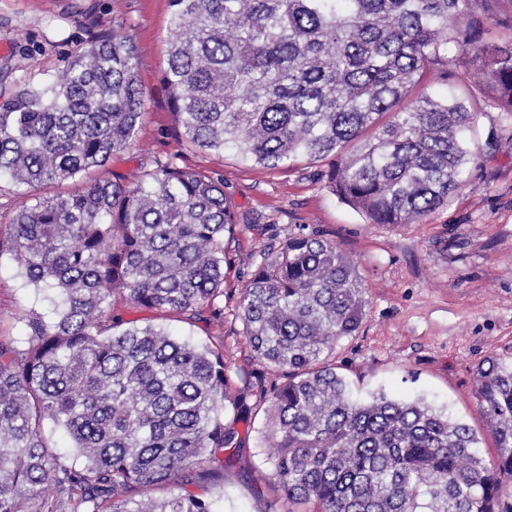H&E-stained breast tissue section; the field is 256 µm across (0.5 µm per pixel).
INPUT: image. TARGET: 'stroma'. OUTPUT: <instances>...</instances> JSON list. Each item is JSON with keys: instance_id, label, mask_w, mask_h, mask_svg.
Wrapping results in <instances>:
<instances>
[{"instance_id": "1", "label": "stroma", "mask_w": 512, "mask_h": 512, "mask_svg": "<svg viewBox=\"0 0 512 512\" xmlns=\"http://www.w3.org/2000/svg\"><path fill=\"white\" fill-rule=\"evenodd\" d=\"M170 12L169 0H0V104L50 79L92 35L128 36L137 50L145 117L135 146L113 155L109 168L132 181L142 157L172 158L224 182L236 229L224 241L234 265L224 278L223 320L189 324L174 313L129 306L122 309L124 320L223 343L228 388L238 394L264 372L238 315L249 279L263 255L288 236L323 235L353 259L366 288L358 332L338 340L328 357L353 396L382 391L424 399L467 422L486 460H494L473 371L486 357L512 355V112L491 107L478 113L470 175L446 204L417 223L373 224L330 189L337 157L269 169L184 142L162 81ZM58 191L49 182L35 188L1 182L0 230L22 206ZM52 309L49 295L25 284L15 262L0 260V338L26 350V314ZM264 419L260 409L251 421L238 423L242 444L233 466L206 471L191 487L215 500L219 512L288 510L271 477Z\"/></svg>"}]
</instances>
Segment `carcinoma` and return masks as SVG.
Listing matches in <instances>:
<instances>
[{
  "instance_id": "1",
  "label": "carcinoma",
  "mask_w": 512,
  "mask_h": 512,
  "mask_svg": "<svg viewBox=\"0 0 512 512\" xmlns=\"http://www.w3.org/2000/svg\"><path fill=\"white\" fill-rule=\"evenodd\" d=\"M503 2L170 0L163 82L188 144L270 168L341 155L329 182L342 202L374 224L418 222L465 182L475 116L512 112V46L484 38ZM471 55L483 85L464 77ZM143 108L135 49L114 32L0 107V178L75 183L0 234V259L55 307L50 320L27 315V350L0 339V512H24L55 483L82 512H217L186 487L206 463L233 464L224 451L240 447L235 424L249 417L227 390L224 344L114 310L120 300L189 323L223 319L234 217L223 181L172 158L143 162L132 185L112 174ZM367 305L355 264L321 235L289 237L241 296L255 356L283 378L257 393L288 512H512V361L476 367L495 440L487 464L460 419L383 393L349 396L327 357ZM49 422L80 468L60 469Z\"/></svg>"
}]
</instances>
